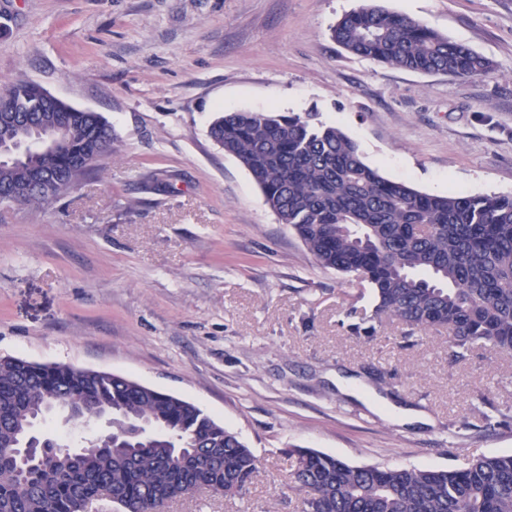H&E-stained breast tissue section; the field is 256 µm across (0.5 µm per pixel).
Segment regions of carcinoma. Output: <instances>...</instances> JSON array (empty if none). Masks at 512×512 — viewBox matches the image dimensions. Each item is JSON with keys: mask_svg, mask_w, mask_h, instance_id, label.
<instances>
[{"mask_svg": "<svg viewBox=\"0 0 512 512\" xmlns=\"http://www.w3.org/2000/svg\"><path fill=\"white\" fill-rule=\"evenodd\" d=\"M333 40L351 55L454 77L491 74L496 63L406 16L376 6L342 16ZM21 119L0 116V142L23 131L64 129L61 143L0 161V195L37 174L76 168L75 186L112 151V124L59 101L21 78L0 83ZM210 136L235 157L324 269L351 275L410 337L448 332V357L482 344L512 351V194L435 195L383 177L357 143L317 114L228 112ZM42 187L14 198L39 208ZM74 426L85 410L112 416V438L60 453L21 478L16 449L59 404ZM302 512H512V454L458 470L353 465L312 448H292ZM259 473L239 436L194 403L132 378L67 364L0 357V512H85L100 497L119 512H164L196 492L242 495Z\"/></svg>", "mask_w": 512, "mask_h": 512, "instance_id": "obj_1", "label": "carcinoma"}]
</instances>
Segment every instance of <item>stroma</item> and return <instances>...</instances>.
I'll return each mask as SVG.
<instances>
[{"label":"stroma","instance_id":"stroma-1","mask_svg":"<svg viewBox=\"0 0 512 512\" xmlns=\"http://www.w3.org/2000/svg\"><path fill=\"white\" fill-rule=\"evenodd\" d=\"M372 3L493 59L457 78L350 55ZM112 124V152L40 208L0 202V356L182 396L260 462L234 498L168 512H300L290 448L456 469L512 454V354L372 334L351 277L320 267L210 137L220 112L318 113L383 176L429 194L512 193V0H0V80ZM425 413L403 423L389 406Z\"/></svg>","mask_w":512,"mask_h":512}]
</instances>
